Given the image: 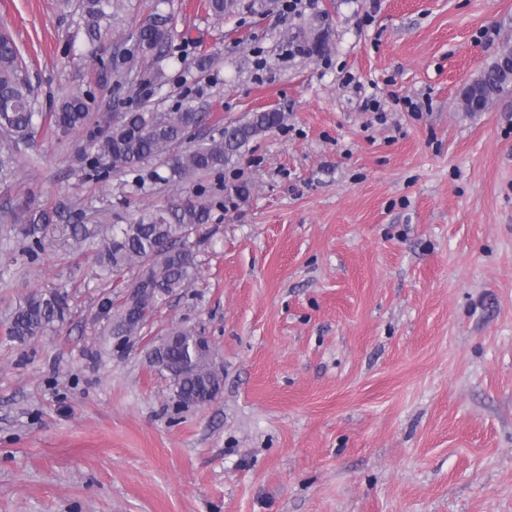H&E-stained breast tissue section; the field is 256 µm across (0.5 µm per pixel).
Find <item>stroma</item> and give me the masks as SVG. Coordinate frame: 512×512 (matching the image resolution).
Returning <instances> with one entry per match:
<instances>
[{
	"mask_svg": "<svg viewBox=\"0 0 512 512\" xmlns=\"http://www.w3.org/2000/svg\"><path fill=\"white\" fill-rule=\"evenodd\" d=\"M242 2L224 20L167 0L171 39L144 59L156 0H122L93 36L81 0H0L40 112L76 91L94 123L189 102L207 139L284 116L179 190L149 166L89 176L82 130L22 149L0 181V512H512V90L457 104L512 0ZM310 29L323 51L289 54ZM236 180L248 200L225 194ZM181 194L210 210L198 278L121 335L104 230ZM26 203L54 215L34 261L9 218ZM61 283L66 321L12 341L19 299ZM173 328L217 353L207 404L178 406L150 362Z\"/></svg>",
	"mask_w": 512,
	"mask_h": 512,
	"instance_id": "1",
	"label": "stroma"
}]
</instances>
